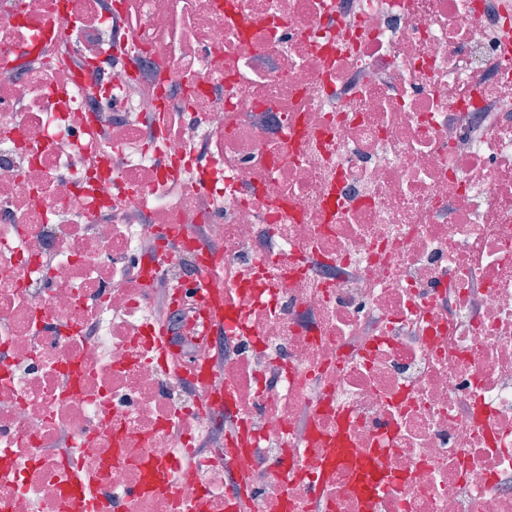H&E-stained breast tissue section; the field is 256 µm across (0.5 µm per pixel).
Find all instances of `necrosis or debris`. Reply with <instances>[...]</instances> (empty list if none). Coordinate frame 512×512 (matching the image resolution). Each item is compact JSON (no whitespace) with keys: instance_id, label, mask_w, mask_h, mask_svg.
<instances>
[{"instance_id":"1","label":"necrosis or debris","mask_w":512,"mask_h":512,"mask_svg":"<svg viewBox=\"0 0 512 512\" xmlns=\"http://www.w3.org/2000/svg\"><path fill=\"white\" fill-rule=\"evenodd\" d=\"M510 30L0 0V512H512ZM197 291L204 297L207 305L208 317L210 320V328L215 332L224 329V316L216 304V298L224 285L220 282L216 275V269L212 266H203L199 269V276L196 282Z\"/></svg>"}]
</instances>
